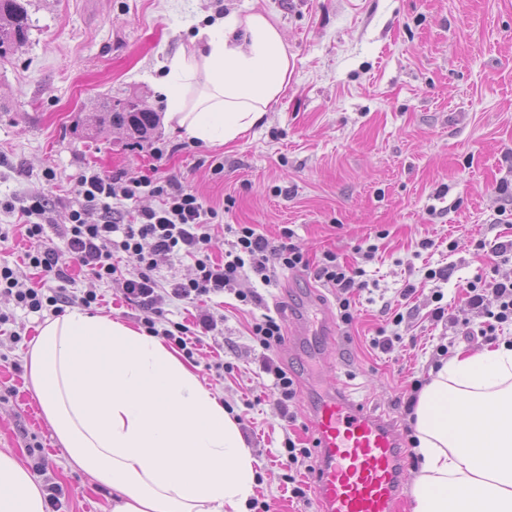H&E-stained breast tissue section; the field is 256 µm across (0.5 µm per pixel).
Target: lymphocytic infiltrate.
I'll return each mask as SVG.
<instances>
[{
    "mask_svg": "<svg viewBox=\"0 0 512 512\" xmlns=\"http://www.w3.org/2000/svg\"><path fill=\"white\" fill-rule=\"evenodd\" d=\"M77 206L67 207L59 233L63 250L40 248L43 220L49 211L44 199H36L21 208L24 233L36 241L37 249L28 255L31 267L56 281L70 282L69 267L78 263L88 268L98 279L115 281L122 295L137 305L148 329H159L162 337L180 348L199 343L201 338L217 332L222 315L205 311L193 325L173 323L158 328L163 301L173 298L189 304L209 299L233 290L239 279L253 274L263 283H270L276 269L288 271L314 270L316 278L335 289L338 316L343 325L355 320L351 296L367 289L364 265L374 257L375 246L356 247V263L341 260L334 252H325L318 261L310 259L294 244V230L286 228L278 240H270L253 224H231L227 230L235 241L222 260L212 255L219 227L218 211L206 206L202 199L174 176L143 175L124 180L119 174L90 170L78 179ZM155 198V206L137 207L141 194ZM186 260L193 264L195 274L187 280L164 281L157 274L162 259ZM0 288L14 294L18 304L37 312L51 306L62 313L64 305L81 301L95 303L96 295L74 298L66 291L46 297L35 288L24 287L10 268H0ZM245 306L259 304L255 291H236ZM467 302L480 318L478 326H464L462 333L470 338L496 340L499 331L512 326V278L476 276L467 284ZM250 334L265 357L264 372L271 376L277 395L276 405L281 416L295 420L291 411L297 388L295 379L277 365L271 356L283 341L282 322L265 314L255 320Z\"/></svg>",
    "mask_w": 512,
    "mask_h": 512,
    "instance_id": "lymphocytic-infiltrate-1",
    "label": "lymphocytic infiltrate"
}]
</instances>
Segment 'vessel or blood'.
<instances>
[{"label":"vessel or blood","instance_id":"vessel-or-blood-1","mask_svg":"<svg viewBox=\"0 0 512 512\" xmlns=\"http://www.w3.org/2000/svg\"><path fill=\"white\" fill-rule=\"evenodd\" d=\"M292 334L297 344L323 346L334 322L322 303L307 300ZM316 512H396L408 475L393 424L356 403L341 387L313 393Z\"/></svg>","mask_w":512,"mask_h":512}]
</instances>
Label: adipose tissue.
<instances>
[{
  "label": "adipose tissue",
  "instance_id": "obj_1",
  "mask_svg": "<svg viewBox=\"0 0 512 512\" xmlns=\"http://www.w3.org/2000/svg\"><path fill=\"white\" fill-rule=\"evenodd\" d=\"M162 67L167 130L210 147L246 138L292 76L283 30L255 10L204 22ZM27 368L73 464L114 490L111 512H248L256 460L239 425L163 338L74 309L40 326ZM414 429L413 512H512V344L431 369ZM0 512H45L7 449Z\"/></svg>",
  "mask_w": 512,
  "mask_h": 512
}]
</instances>
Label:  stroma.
<instances>
[{
    "label": "stroma",
    "instance_id": "35a3bbf8",
    "mask_svg": "<svg viewBox=\"0 0 512 512\" xmlns=\"http://www.w3.org/2000/svg\"><path fill=\"white\" fill-rule=\"evenodd\" d=\"M26 43L0 58V266L20 281L56 290L55 280L29 267L31 243L18 207L44 194L73 199L85 168L125 172L136 178L157 165L219 209L224 224H254L269 237L283 227L310 257L332 250L353 259L357 245H376L366 263L368 288L355 298L351 328L337 327L338 349L306 357L288 344L276 360L292 373L298 390L296 427L272 404V379L261 368V348L249 336L252 320L279 307L299 311L314 297L335 308L336 297L312 273L281 271L271 284L252 278L262 308L241 309L233 293L215 306L224 331L205 337L189 368L239 418L258 470L253 512H314L292 498L279 463L286 433L312 441L305 400L332 382L375 413L390 415L398 429L412 417L398 398L414 380H427L437 345L478 351L482 340L452 337L426 313L431 294L459 320L469 319L465 286L497 268L512 277V256L491 259L477 240L512 238V0H28ZM257 9L288 38L292 77L264 124L229 147L189 146L163 127L146 138L116 127L100 129L104 106L136 96L157 114L165 103L150 81L163 57L187 44L197 19ZM172 148L153 162L150 145ZM223 161L224 171L209 162ZM54 180H46L45 171ZM234 207H227V198ZM432 240L420 249L421 240ZM451 267L448 281L423 282L426 268ZM75 295L96 291L90 313L140 327L141 316L117 285L73 269ZM416 292L406 301L404 284ZM404 320V343L394 352L370 340L395 311ZM10 321L1 330L21 343L0 360V448L12 449L23 466L40 456L60 489L57 512H109L111 488L77 469L45 419L27 370L28 351L46 319L0 295ZM222 357L224 373L207 366Z\"/></svg>",
    "mask_w": 512,
    "mask_h": 512
}]
</instances>
